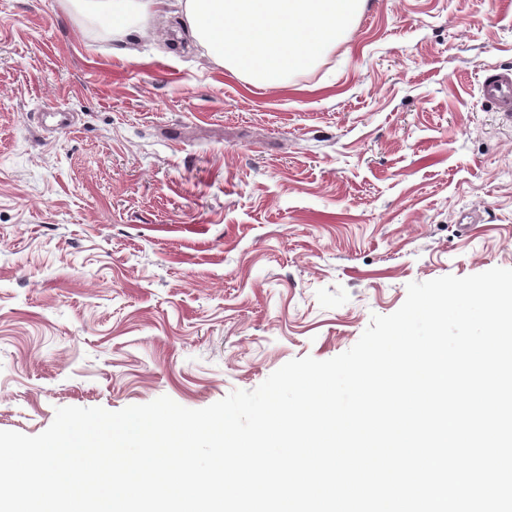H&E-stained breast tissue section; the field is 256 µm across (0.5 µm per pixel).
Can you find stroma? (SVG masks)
Masks as SVG:
<instances>
[{"instance_id": "stroma-1", "label": "stroma", "mask_w": 512, "mask_h": 512, "mask_svg": "<svg viewBox=\"0 0 512 512\" xmlns=\"http://www.w3.org/2000/svg\"><path fill=\"white\" fill-rule=\"evenodd\" d=\"M145 27L0 0V430L201 409L347 351L409 283L512 269V122L477 86L512 64V0H367L268 87L176 5Z\"/></svg>"}]
</instances>
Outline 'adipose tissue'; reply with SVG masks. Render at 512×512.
<instances>
[{"mask_svg": "<svg viewBox=\"0 0 512 512\" xmlns=\"http://www.w3.org/2000/svg\"><path fill=\"white\" fill-rule=\"evenodd\" d=\"M80 18L112 22L124 41L168 0H64ZM366 0H184L187 35L217 63L274 86L343 39Z\"/></svg>", "mask_w": 512, "mask_h": 512, "instance_id": "adipose-tissue-1", "label": "adipose tissue"}]
</instances>
